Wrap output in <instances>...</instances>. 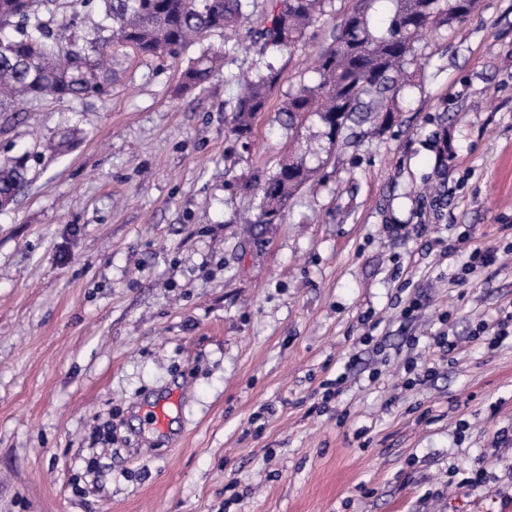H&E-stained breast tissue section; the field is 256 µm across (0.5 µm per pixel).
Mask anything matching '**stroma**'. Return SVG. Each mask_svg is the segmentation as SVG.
Wrapping results in <instances>:
<instances>
[{"instance_id": "stroma-1", "label": "stroma", "mask_w": 512, "mask_h": 512, "mask_svg": "<svg viewBox=\"0 0 512 512\" xmlns=\"http://www.w3.org/2000/svg\"><path fill=\"white\" fill-rule=\"evenodd\" d=\"M272 9L255 0L203 85L182 74L223 32L126 60L103 98L0 112V163L30 157L0 208V512H512V335L473 336L512 311V0L428 32L393 123L336 147L256 239L248 185L290 152L277 112L337 22L271 55ZM268 62L236 140V77ZM465 231L497 253L468 277L446 249ZM410 362L433 377L406 386ZM279 74L270 66L267 73L243 76L240 80V92L230 107L232 112L231 134L239 138L251 133L253 122L259 112H263L273 86ZM176 402L171 396L169 398L156 401L149 407L146 414V422L148 427L157 433H164L170 421V406Z\"/></svg>"}]
</instances>
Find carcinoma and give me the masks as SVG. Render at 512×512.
<instances>
[{
  "label": "carcinoma",
  "mask_w": 512,
  "mask_h": 512,
  "mask_svg": "<svg viewBox=\"0 0 512 512\" xmlns=\"http://www.w3.org/2000/svg\"><path fill=\"white\" fill-rule=\"evenodd\" d=\"M380 0H358L340 15L317 58V80L290 96L278 114L288 138L299 150L258 182L260 202L252 223L268 229L282 222L288 201L315 181L321 153L346 143L349 130L365 122L384 127L392 122L391 95L408 84L406 68L416 56V43L433 29L458 30L479 6V0H389L392 10L384 26L372 11ZM252 0H78L80 21L62 19L51 29L44 17L63 13L62 0H0V112L42 98L83 99L102 95L119 74L120 58L175 57L202 40L206 33L236 31ZM335 11L334 0H278L260 34L266 47L292 49L308 30ZM224 53L204 49L183 72L188 87L213 75ZM279 74L247 75L230 107V132L238 138L251 133L264 111ZM309 124L321 128V143L301 140ZM28 156L0 165V206L12 203L24 188Z\"/></svg>",
  "instance_id": "obj_1"
}]
</instances>
